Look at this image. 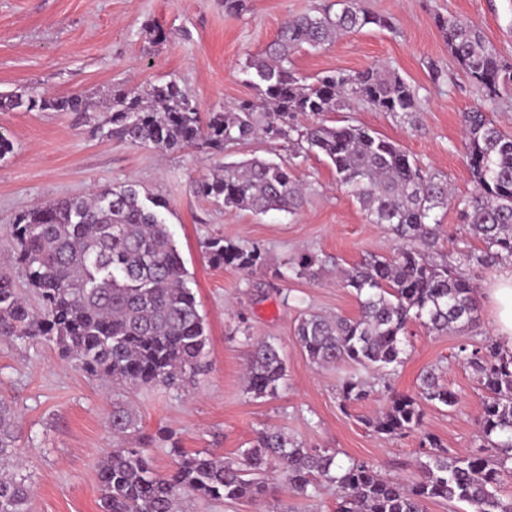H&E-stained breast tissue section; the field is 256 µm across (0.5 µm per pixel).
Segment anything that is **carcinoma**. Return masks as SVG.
Listing matches in <instances>:
<instances>
[{
	"instance_id": "obj_1",
	"label": "carcinoma",
	"mask_w": 512,
	"mask_h": 512,
	"mask_svg": "<svg viewBox=\"0 0 512 512\" xmlns=\"http://www.w3.org/2000/svg\"><path fill=\"white\" fill-rule=\"evenodd\" d=\"M288 19L264 51L247 58L243 73L257 89L242 99L203 115L191 92L171 79L144 90L117 85L108 91L107 116L94 131L135 146L161 151L196 148L221 154L261 132L289 142L292 158L323 155L337 183L354 196L372 224H386L405 242L391 258L372 255L342 274L355 291L359 315L353 319L304 314L296 337L318 367L340 361L364 369L397 368L403 363V338L418 322L431 333L472 327L479 321L474 269L512 258V134L487 112L512 86V64L474 25L442 18L438 25L448 50L463 72L483 91V105L463 113L466 163L473 192L457 200L470 237L482 247L466 251V265L436 264L429 250L442 230L436 211L454 199L448 181L422 168L399 144L363 125L323 122L301 129L298 114L349 112L362 103L408 115L418 108L415 91L401 77L378 67L354 73L328 71L307 82L293 68V55L322 49L337 37L373 24L389 23L368 13L359 0H338ZM77 112L93 119L95 103L83 94L48 96L35 91L0 94V111ZM198 192L230 210L295 214L304 192L290 167L273 160L226 163L198 182ZM165 201L142 198L134 184L106 186L87 196L66 197L36 206L10 229V249L37 294L33 308L12 275L0 271V338L44 340L80 370L102 380L133 386L178 387L186 372L202 365L208 337L196 298L186 286L188 272L161 210ZM206 254L214 266L252 272L264 266L262 250L211 238ZM321 260L302 254L289 262L298 277H316ZM457 359L479 376L484 391L479 429L497 449L493 459L478 449L469 455L448 452L426 435L433 449L414 480L386 478L364 461L343 463L336 454L307 448L279 429L256 433L240 460L213 452L187 454L172 447L174 471L161 476L138 448L122 443L108 449L98 464L103 512H183L184 498L200 496L234 502L257 500L265 492L271 466L280 469L289 489L305 495L325 479L340 492L336 512H425L430 501L464 502L473 512H512V498L499 494L506 463L512 460V352L495 341L472 349L463 345ZM287 369L279 348L258 345L246 373L247 390L275 396ZM372 389L357 375L339 386L342 405L368 399ZM424 402L452 407L457 394L432 371L420 375L417 394L394 393L386 409L366 424L388 436L422 426ZM112 435L136 431V414L112 405ZM18 439L14 411L0 402V512H29L25 479L5 471Z\"/></svg>"
}]
</instances>
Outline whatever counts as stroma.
<instances>
[{
    "instance_id": "35a3bbf8",
    "label": "stroma",
    "mask_w": 512,
    "mask_h": 512,
    "mask_svg": "<svg viewBox=\"0 0 512 512\" xmlns=\"http://www.w3.org/2000/svg\"><path fill=\"white\" fill-rule=\"evenodd\" d=\"M330 0H247L238 13L224 0H0V93L37 89L57 96H99L109 87L175 79L193 92L202 112L255 97L242 68L265 48L290 17L321 9ZM364 9L388 18L391 28L366 26L319 50L303 49L295 68L313 77L370 66L396 74L416 89L419 106L393 115L357 104L327 114L331 125L371 128L398 143L423 168L446 176L455 197L474 185L463 160L464 112L478 107L482 92L462 71L437 26L456 18L478 27L512 63V0H361ZM164 38L154 42V30ZM448 73L435 83L430 65ZM0 133L13 149L0 160V238L16 216L63 197L84 196L108 185L135 183L165 200L163 216L188 271L208 345L203 371L181 388L161 384L119 388L76 370L50 343L0 342V400L20 422L17 453L32 489L30 512H102L98 463L112 447L107 418L118 400L139 415L137 445L158 474L171 473V446L188 453L210 451L238 459L257 431L284 430L309 448L338 460L368 461L386 477L412 479L425 454L422 432L450 451L466 454L481 443L482 391L472 369L458 362L459 346L497 338L487 288L512 271L506 259L476 272L480 320L465 330L430 333L411 324L404 362L387 376L349 363L317 368L295 337L308 312L357 317L358 300L342 287L337 268L371 255H394L398 238L384 224L368 223L359 203L336 182L323 157L310 155L294 174L308 192L296 214L230 211L197 191L214 157L193 148L162 153L93 133L70 112H1ZM221 237L259 246L264 269L252 274L212 266L205 244ZM302 253L326 259L318 277H296L288 261ZM280 346L288 376L276 396L258 397L245 384L253 345ZM435 369L454 391L456 406L426 404L422 432L387 436L364 424L389 404L390 391L415 393L417 378ZM355 374L371 385L366 401L342 406L337 386ZM335 485L318 481L315 492H288L279 474L266 475V493L251 503L203 497L186 500V512H334Z\"/></svg>"
}]
</instances>
